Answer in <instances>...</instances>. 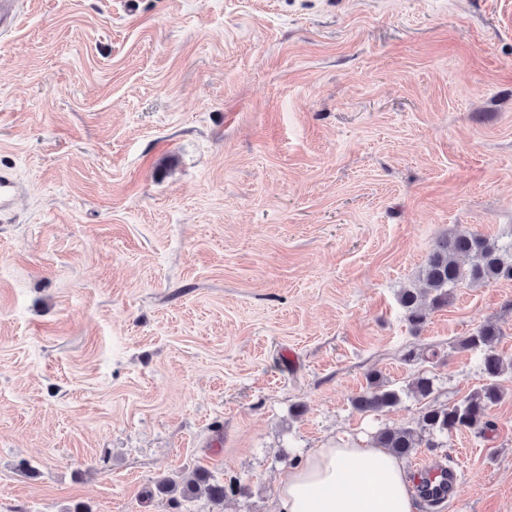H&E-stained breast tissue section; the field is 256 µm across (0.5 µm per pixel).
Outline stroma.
I'll return each instance as SVG.
<instances>
[{"mask_svg": "<svg viewBox=\"0 0 512 512\" xmlns=\"http://www.w3.org/2000/svg\"><path fill=\"white\" fill-rule=\"evenodd\" d=\"M0 512H274L314 448L416 426L512 359V282L397 301L512 231V0H28L0 38ZM413 361H406L408 351ZM429 400L352 404L369 374ZM493 431L422 448L437 512H512ZM245 493L174 504L167 476ZM488 238L477 232L459 230L440 238L428 255L422 276L427 288H401L397 301L407 321L417 327L424 321L423 300L433 307L448 304L452 290L463 283L479 285L490 281L512 280V231L510 238ZM460 256H471L474 262L465 266Z\"/></svg>", "mask_w": 512, "mask_h": 512, "instance_id": "obj_1", "label": "stroma"}]
</instances>
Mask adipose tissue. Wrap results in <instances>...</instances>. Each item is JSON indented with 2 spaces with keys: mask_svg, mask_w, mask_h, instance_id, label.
Returning <instances> with one entry per match:
<instances>
[{
  "mask_svg": "<svg viewBox=\"0 0 512 512\" xmlns=\"http://www.w3.org/2000/svg\"><path fill=\"white\" fill-rule=\"evenodd\" d=\"M276 512H413L403 460L369 442L316 448L283 478Z\"/></svg>",
  "mask_w": 512,
  "mask_h": 512,
  "instance_id": "1",
  "label": "adipose tissue"
}]
</instances>
